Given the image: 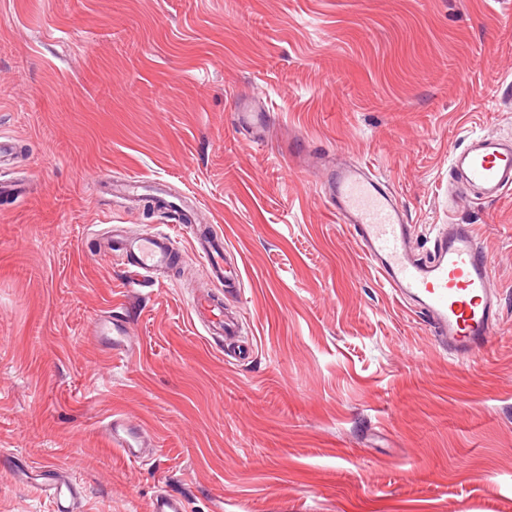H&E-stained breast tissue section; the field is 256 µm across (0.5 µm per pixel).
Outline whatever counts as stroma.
<instances>
[{"instance_id":"1","label":"stroma","mask_w":512,"mask_h":512,"mask_svg":"<svg viewBox=\"0 0 512 512\" xmlns=\"http://www.w3.org/2000/svg\"><path fill=\"white\" fill-rule=\"evenodd\" d=\"M265 113L253 135L242 105ZM512 140V0H0V512H53L14 462L76 481L83 512H512V192H453L449 152ZM368 166L414 226L471 225L501 290L458 363L381 285L319 191ZM163 182L224 234L252 344L200 336L212 286L192 224L96 192ZM171 234L175 267L132 282L91 225ZM133 328L116 357L89 334ZM152 437L140 465L104 426ZM188 503L166 490L158 491L151 500L150 512H187Z\"/></svg>"}]
</instances>
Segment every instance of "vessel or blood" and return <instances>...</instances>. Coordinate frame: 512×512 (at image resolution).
<instances>
[{"label":"vessel or blood","mask_w":512,"mask_h":512,"mask_svg":"<svg viewBox=\"0 0 512 512\" xmlns=\"http://www.w3.org/2000/svg\"><path fill=\"white\" fill-rule=\"evenodd\" d=\"M451 169L459 186L477 190L485 199L500 197L512 190V142L491 134L471 137L466 147L452 152ZM325 191L335 197L338 222L346 225L381 282L400 301L425 314L438 345L461 362L470 361L482 351L499 317L500 289L470 225H440L433 257L424 261L416 254L412 225L405 223L390 192L381 188L370 170L343 162L328 179ZM192 251L206 265L217 286L240 285L239 267L224 262L222 233L204 228L194 236ZM174 254L170 234L153 229L115 250L100 251L98 257L139 277L169 266ZM191 308L194 324L207 336L237 333V325L225 318L224 307L212 292L196 294ZM90 333L105 340L113 355H122L129 347L128 327L114 324L111 317L96 318ZM107 436L126 460L143 462L146 452L141 430L115 418L108 423ZM26 483L49 496L55 512H78L81 492L64 476L51 477L45 468L32 466ZM150 512H188V504L182 497L161 490L152 498Z\"/></svg>","instance_id":"1"}]
</instances>
